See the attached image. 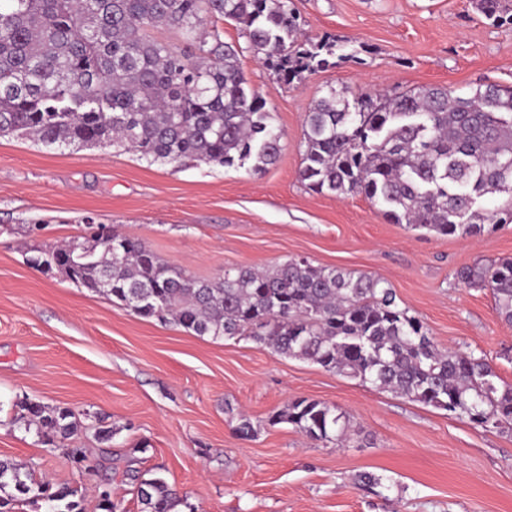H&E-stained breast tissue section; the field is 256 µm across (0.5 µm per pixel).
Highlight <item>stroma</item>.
<instances>
[{
  "label": "stroma",
  "mask_w": 512,
  "mask_h": 512,
  "mask_svg": "<svg viewBox=\"0 0 512 512\" xmlns=\"http://www.w3.org/2000/svg\"><path fill=\"white\" fill-rule=\"evenodd\" d=\"M302 37L334 39L335 66L280 80L259 56L242 69L282 133L265 170L150 163L116 148L51 150L0 137V457L98 512L106 475L163 477L194 512H512V431H485L249 339H212L145 318L116 299L33 268V247L73 241L92 217L170 265L212 279L238 266L305 258L382 278L441 348L483 355L512 385V325L489 290L458 269L512 258V223L461 238L389 223L363 195L337 197L300 178L307 112L328 89L458 94L512 86V27L475 0H293ZM306 397L349 419L345 445L268 419ZM72 408L64 444L13 424L17 402ZM259 423L237 434L240 416ZM113 431L110 442L99 428ZM99 473H81L68 448ZM385 477L374 492L359 473Z\"/></svg>",
  "instance_id": "stroma-1"
}]
</instances>
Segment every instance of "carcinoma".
<instances>
[{"label":"carcinoma","mask_w":512,"mask_h":512,"mask_svg":"<svg viewBox=\"0 0 512 512\" xmlns=\"http://www.w3.org/2000/svg\"><path fill=\"white\" fill-rule=\"evenodd\" d=\"M512 26V0H476ZM238 25L248 48L280 79L327 69L335 44L298 39L293 0H0V136L47 148L124 147L149 162L197 161L261 170L281 153L280 131L241 66L242 48L204 32ZM167 29L181 43L157 39ZM300 171L318 194H362L394 224L441 236H476L512 223V88L486 84L469 96L427 87L373 99L331 88L306 113ZM507 193L497 209L486 196ZM112 249L84 237L35 250L91 292L198 336L246 337L274 352L443 409L485 431L512 426V386L489 361L438 348L386 282L291 259L267 271L241 266L214 280L178 270L145 243L111 230ZM458 281L488 289L512 324V259L464 267ZM68 407L24 400L14 422L47 444L77 431ZM313 441L339 442L348 426L334 406L296 398L269 418ZM137 482L141 512H179L163 478ZM77 491L52 489L0 458V512L42 501L47 512H84Z\"/></svg>","instance_id":"carcinoma-1"}]
</instances>
